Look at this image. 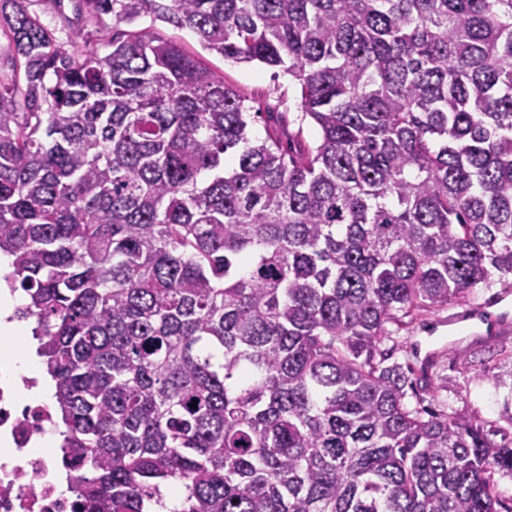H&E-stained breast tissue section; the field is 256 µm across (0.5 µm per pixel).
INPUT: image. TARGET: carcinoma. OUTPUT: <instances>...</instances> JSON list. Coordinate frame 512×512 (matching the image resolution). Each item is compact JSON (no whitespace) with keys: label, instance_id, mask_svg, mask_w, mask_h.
<instances>
[{"label":"carcinoma","instance_id":"obj_1","mask_svg":"<svg viewBox=\"0 0 512 512\" xmlns=\"http://www.w3.org/2000/svg\"><path fill=\"white\" fill-rule=\"evenodd\" d=\"M0 0V253L54 382L75 512H498V443L423 405L392 333L512 290V0ZM192 31L300 85L317 144L249 137ZM127 29H120V25ZM415 402L406 399V389ZM64 2L63 14H60L53 0H31L30 11L41 17L44 23L52 29L55 36L61 41H73L76 45H82V37H93L96 34L94 22L85 19H77L74 3L75 0H62ZM68 20L71 22L70 25ZM81 33V36L77 37Z\"/></svg>","mask_w":512,"mask_h":512}]
</instances>
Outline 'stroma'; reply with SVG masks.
Instances as JSON below:
<instances>
[{"instance_id": "35a3bbf8", "label": "stroma", "mask_w": 512, "mask_h": 512, "mask_svg": "<svg viewBox=\"0 0 512 512\" xmlns=\"http://www.w3.org/2000/svg\"><path fill=\"white\" fill-rule=\"evenodd\" d=\"M30 10L41 17L59 40L73 41L80 35L96 34L94 22L77 17L72 0H66L60 9L53 0H31ZM140 25L152 28L156 35L196 55L203 65L240 91L259 113L249 126L251 138L261 139L276 131L289 138L295 147L316 143V127L300 118V87L287 75L274 73L261 64H236L210 54L189 30L147 17ZM469 306L486 307L487 320L485 324L471 326L470 340L455 339L448 320ZM388 345L398 363L414 356H437L441 388L437 397L425 399V406L468 411L485 424L494 440L512 438V295L503 296L496 286L479 289L469 304L451 303L421 313L408 329L394 335Z\"/></svg>"}]
</instances>
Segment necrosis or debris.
<instances>
[{
	"label": "necrosis or debris",
	"mask_w": 512,
	"mask_h": 512,
	"mask_svg": "<svg viewBox=\"0 0 512 512\" xmlns=\"http://www.w3.org/2000/svg\"><path fill=\"white\" fill-rule=\"evenodd\" d=\"M55 429L49 404H22L0 375V512H73V494L60 492L52 479L57 460L38 447Z\"/></svg>",
	"instance_id": "1"
}]
</instances>
